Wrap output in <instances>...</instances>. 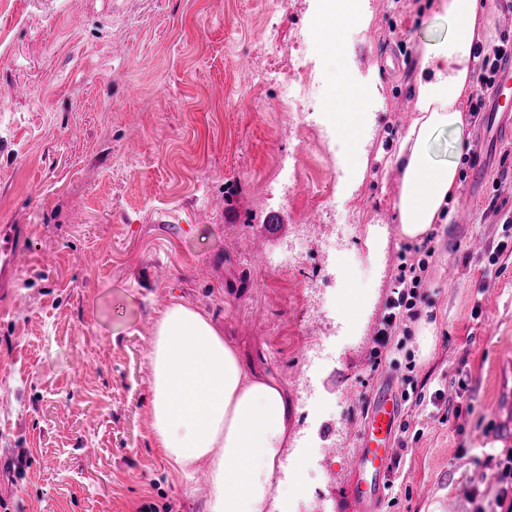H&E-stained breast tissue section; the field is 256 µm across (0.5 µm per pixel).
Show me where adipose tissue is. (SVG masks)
Here are the masks:
<instances>
[{
    "mask_svg": "<svg viewBox=\"0 0 512 512\" xmlns=\"http://www.w3.org/2000/svg\"><path fill=\"white\" fill-rule=\"evenodd\" d=\"M448 35L425 44L415 107L397 161L402 187L395 203L409 239L443 223L458 188L456 163L437 159L440 134L461 133L462 105L474 78L472 44L479 0H438ZM150 432L174 473L206 468L205 512H268L269 480L295 406L271 374L255 368L206 312L175 299L159 312L150 355Z\"/></svg>",
    "mask_w": 512,
    "mask_h": 512,
    "instance_id": "adipose-tissue-1",
    "label": "adipose tissue"
}]
</instances>
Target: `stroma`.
Returning <instances> with one entry per match:
<instances>
[{
	"label": "stroma",
	"instance_id": "1",
	"mask_svg": "<svg viewBox=\"0 0 512 512\" xmlns=\"http://www.w3.org/2000/svg\"><path fill=\"white\" fill-rule=\"evenodd\" d=\"M366 25L324 0H10L0 40V245L23 248L0 282V512H205L206 469L174 477L149 430L156 316L172 298L209 313L296 403L274 512H355L351 456L373 391L415 386L381 512H493L499 360L512 356V248L490 198L512 210V129L468 125L480 168L437 224L416 319L375 360L372 338L407 238L395 158L417 110L421 48L445 37L432 0H368ZM276 54H269V40ZM321 119L295 124L281 86ZM375 83L378 97H359ZM360 114L354 142L336 115ZM300 160L294 178L279 154ZM287 238L246 246L269 213ZM355 292L359 319L338 306ZM432 345L422 348L423 332ZM444 398L431 402L435 391ZM487 210L490 209L491 211L495 212L497 215L500 214V219L498 224H502V231H503V238L504 240L500 241L497 245V251L490 252L488 255V266H494L498 261V255L500 253H503L508 248V240L510 239L511 244V237H512V213L510 212H504L501 214V207L497 206V198H491Z\"/></svg>",
	"mask_w": 512,
	"mask_h": 512
}]
</instances>
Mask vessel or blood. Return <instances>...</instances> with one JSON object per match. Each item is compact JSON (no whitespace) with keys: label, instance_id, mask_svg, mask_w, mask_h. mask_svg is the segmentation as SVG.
<instances>
[{"label":"vessel or blood","instance_id":"vessel-or-blood-1","mask_svg":"<svg viewBox=\"0 0 512 512\" xmlns=\"http://www.w3.org/2000/svg\"><path fill=\"white\" fill-rule=\"evenodd\" d=\"M490 113L512 111V61L500 64L494 87L487 99ZM503 415L498 440L512 444V386L504 387L501 397ZM402 413V399L393 384L379 387L371 396L363 430L352 450L354 471L350 496L358 512H378L390 489L394 435Z\"/></svg>","mask_w":512,"mask_h":512}]
</instances>
